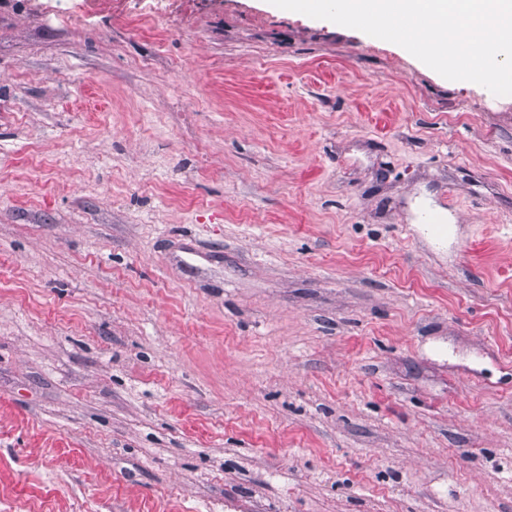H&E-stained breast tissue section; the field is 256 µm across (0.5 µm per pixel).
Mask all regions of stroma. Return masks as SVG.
Listing matches in <instances>:
<instances>
[{
  "mask_svg": "<svg viewBox=\"0 0 512 512\" xmlns=\"http://www.w3.org/2000/svg\"><path fill=\"white\" fill-rule=\"evenodd\" d=\"M59 4L0 0V512H512V96Z\"/></svg>",
  "mask_w": 512,
  "mask_h": 512,
  "instance_id": "stroma-1",
  "label": "stroma"
}]
</instances>
